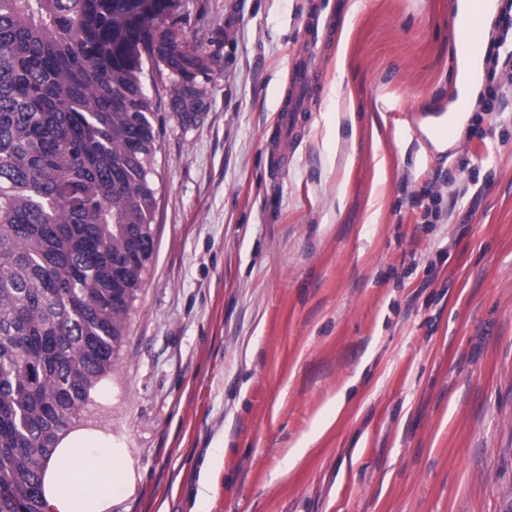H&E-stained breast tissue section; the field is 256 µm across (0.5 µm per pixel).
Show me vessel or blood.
I'll return each mask as SVG.
<instances>
[{
	"mask_svg": "<svg viewBox=\"0 0 512 512\" xmlns=\"http://www.w3.org/2000/svg\"><path fill=\"white\" fill-rule=\"evenodd\" d=\"M335 13L334 0H320L312 12L305 29L306 55L298 70H295L290 91L282 106L281 126L289 128L294 125L301 112L307 110L310 101L317 93L315 80L319 77L326 60V46ZM454 41L461 57L474 58L481 49V40L474 21L466 20L456 23Z\"/></svg>",
	"mask_w": 512,
	"mask_h": 512,
	"instance_id": "vessel-or-blood-1",
	"label": "vessel or blood"
}]
</instances>
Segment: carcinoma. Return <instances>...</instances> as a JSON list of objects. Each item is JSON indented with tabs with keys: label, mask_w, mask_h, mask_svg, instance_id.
Instances as JSON below:
<instances>
[{
	"label": "carcinoma",
	"mask_w": 512,
	"mask_h": 512,
	"mask_svg": "<svg viewBox=\"0 0 512 512\" xmlns=\"http://www.w3.org/2000/svg\"><path fill=\"white\" fill-rule=\"evenodd\" d=\"M179 0H0V512H41L43 466L112 372L153 256L145 64L194 101Z\"/></svg>",
	"instance_id": "cac0c4a2"
}]
</instances>
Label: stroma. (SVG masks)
<instances>
[{"mask_svg": "<svg viewBox=\"0 0 512 512\" xmlns=\"http://www.w3.org/2000/svg\"><path fill=\"white\" fill-rule=\"evenodd\" d=\"M314 2L179 0L192 118L144 70L156 250L79 420L111 512H190L215 448L204 512H512V73L437 149L458 0H365L272 155Z\"/></svg>", "mask_w": 512, "mask_h": 512, "instance_id": "stroma-1", "label": "stroma"}]
</instances>
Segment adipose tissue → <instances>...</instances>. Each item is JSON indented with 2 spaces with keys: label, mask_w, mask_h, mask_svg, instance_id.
Listing matches in <instances>:
<instances>
[{
  "label": "adipose tissue",
  "mask_w": 512,
  "mask_h": 512,
  "mask_svg": "<svg viewBox=\"0 0 512 512\" xmlns=\"http://www.w3.org/2000/svg\"><path fill=\"white\" fill-rule=\"evenodd\" d=\"M117 466L110 444L71 428L44 468L43 512H110Z\"/></svg>",
  "instance_id": "obj_1"
}]
</instances>
